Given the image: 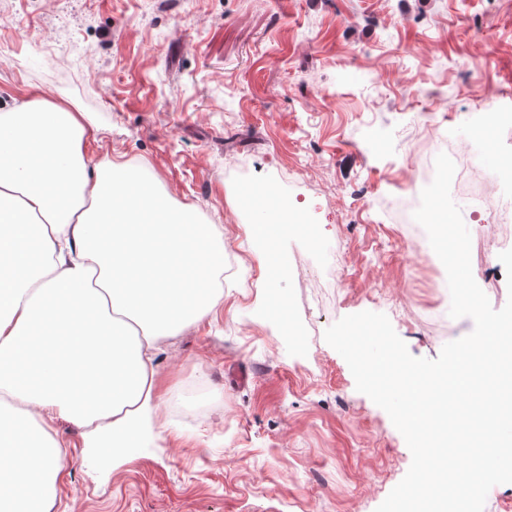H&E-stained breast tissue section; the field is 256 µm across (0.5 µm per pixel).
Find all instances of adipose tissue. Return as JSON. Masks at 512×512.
Instances as JSON below:
<instances>
[{"label":"adipose tissue","instance_id":"adipose-tissue-1","mask_svg":"<svg viewBox=\"0 0 512 512\" xmlns=\"http://www.w3.org/2000/svg\"><path fill=\"white\" fill-rule=\"evenodd\" d=\"M92 128L39 92L0 107V512L54 507L55 418L88 448L156 437V351L223 294L214 225L88 154Z\"/></svg>","mask_w":512,"mask_h":512}]
</instances>
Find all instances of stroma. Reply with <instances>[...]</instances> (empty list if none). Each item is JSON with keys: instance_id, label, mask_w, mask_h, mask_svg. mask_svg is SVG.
I'll use <instances>...</instances> for the list:
<instances>
[{"instance_id": "1", "label": "stroma", "mask_w": 512, "mask_h": 512, "mask_svg": "<svg viewBox=\"0 0 512 512\" xmlns=\"http://www.w3.org/2000/svg\"><path fill=\"white\" fill-rule=\"evenodd\" d=\"M33 89L90 113L88 151L148 169L169 207L218 225L239 269L157 352L161 440L117 455L55 420L69 448L52 512H375L412 455L324 333L382 313L434 359L472 332L392 202L420 195L416 161L445 142L477 156L451 189L470 233L484 174L512 219V127L479 136L487 100L512 111V0H0V105ZM260 184L306 213L316 251L292 232L251 242ZM303 261L338 264L335 287L267 288L272 264ZM274 294L314 335H282Z\"/></svg>"}]
</instances>
